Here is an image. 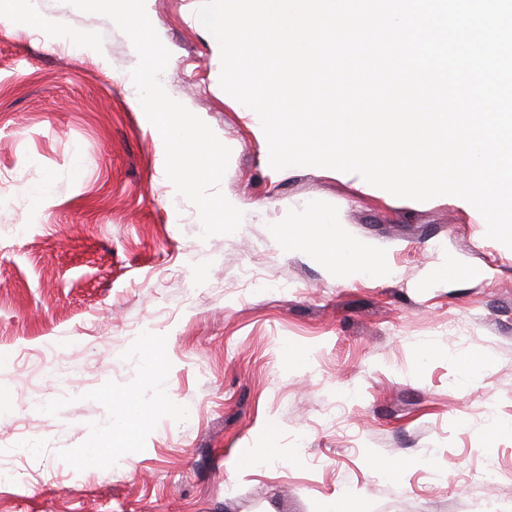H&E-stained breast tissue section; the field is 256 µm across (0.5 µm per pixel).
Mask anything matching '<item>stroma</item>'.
Here are the masks:
<instances>
[{
    "instance_id": "stroma-1",
    "label": "stroma",
    "mask_w": 512,
    "mask_h": 512,
    "mask_svg": "<svg viewBox=\"0 0 512 512\" xmlns=\"http://www.w3.org/2000/svg\"><path fill=\"white\" fill-rule=\"evenodd\" d=\"M200 3L147 8L166 92L231 150L243 221L205 240L128 36L65 0L0 23V512H512V248L449 195L273 169ZM320 207L391 274L339 280L273 238ZM272 428L281 456L241 467Z\"/></svg>"
}]
</instances>
